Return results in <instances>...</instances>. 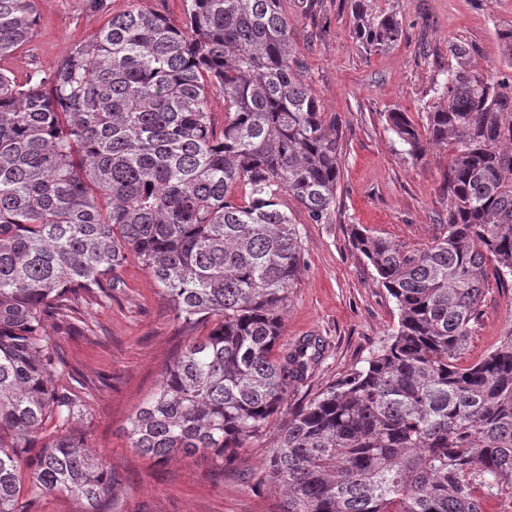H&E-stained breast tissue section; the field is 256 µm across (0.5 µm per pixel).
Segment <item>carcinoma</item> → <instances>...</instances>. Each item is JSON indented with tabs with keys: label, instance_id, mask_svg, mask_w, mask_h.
Wrapping results in <instances>:
<instances>
[{
	"label": "carcinoma",
	"instance_id": "carcinoma-1",
	"mask_svg": "<svg viewBox=\"0 0 512 512\" xmlns=\"http://www.w3.org/2000/svg\"><path fill=\"white\" fill-rule=\"evenodd\" d=\"M36 12V0H0V59L29 40ZM353 12L368 50L405 37L393 12L371 16L361 0ZM435 93L427 138L405 112L386 121L413 158L426 139L453 148L445 232L419 249L352 226L398 327L293 406L320 352L310 341L274 354L302 261L280 196L323 223L340 148L293 59L282 0H185L179 26L132 8L50 74L19 83L0 68V512L57 491L109 512L111 470L70 431L84 403L56 386L45 322L72 329L74 298L109 297L130 255L182 326L212 323L130 418L136 452L232 464L273 428L263 468L284 512H483L488 497L512 499V332L459 364L486 258L512 280V77L457 64Z\"/></svg>",
	"mask_w": 512,
	"mask_h": 512
}]
</instances>
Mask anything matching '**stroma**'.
I'll return each instance as SVG.
<instances>
[{"label":"stroma","mask_w":512,"mask_h":512,"mask_svg":"<svg viewBox=\"0 0 512 512\" xmlns=\"http://www.w3.org/2000/svg\"><path fill=\"white\" fill-rule=\"evenodd\" d=\"M351 2H283L293 57L341 148L336 206L325 223H311L294 199H281L300 231L302 267L288 294L279 349L308 339L321 346L317 364L294 388L296 404L364 365L398 326L393 299L351 244L352 225L415 248L444 233L450 153L430 146L421 159L411 158L389 130L387 113H408L425 128L454 44L468 47V67L497 79L512 75L504 40L512 32V0H365L372 14L395 12L406 31L400 44L377 52L356 39ZM133 7L175 25L184 20L183 0H38L31 38L0 67L21 82L52 71L69 48L89 43L112 15ZM119 278L111 297L77 300L75 331L46 325L63 362L57 386L71 387L76 379L84 385L85 406L71 430L111 467L112 512H282V489L261 474L273 433L251 440L231 467L210 456L158 463L132 449L130 417L155 392L175 355L209 328L183 331L136 258L127 260ZM511 330L512 284L488 277L481 317L460 364L481 359Z\"/></svg>","instance_id":"35a3bbf8"}]
</instances>
